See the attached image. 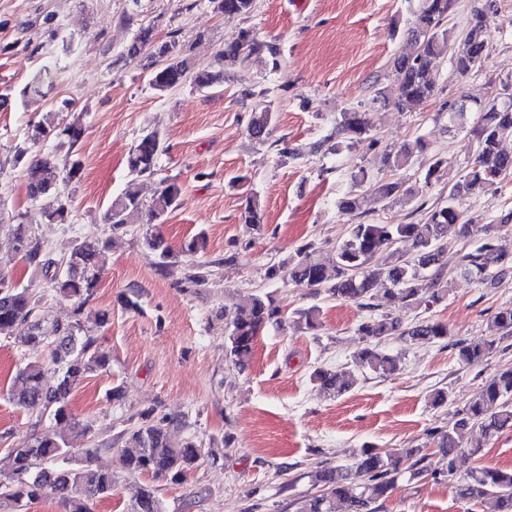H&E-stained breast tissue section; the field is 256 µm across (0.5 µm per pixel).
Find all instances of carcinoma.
<instances>
[{"instance_id": "carcinoma-1", "label": "carcinoma", "mask_w": 512, "mask_h": 512, "mask_svg": "<svg viewBox=\"0 0 512 512\" xmlns=\"http://www.w3.org/2000/svg\"><path fill=\"white\" fill-rule=\"evenodd\" d=\"M218 12L228 16L248 15L254 0H211ZM414 26L409 34L418 45L413 55L394 60L396 82L388 99L402 111H411L432 98L436 91L433 61L446 53L453 69L461 76L479 70L487 56L485 31L493 12L487 5L475 6L467 18L464 32L455 36L445 27L456 0H419ZM154 47L152 58H161L164 66L151 71L150 84L160 91L173 89L189 80L200 90L218 88L224 84L222 64L243 63L250 57L267 51L276 56L272 46L261 42L250 28L240 31L238 38L220 51L217 65L200 66L184 54L179 41L172 39L153 46V31L143 27L127 45L126 56L137 59L149 47ZM448 119L452 124L473 122V160L463 179L448 187V196L440 204L427 211L425 221L418 224H352L348 238L339 246L331 262L336 268V283L328 285L326 261L308 246L298 250L296 259L288 266L272 265L267 277H286L308 288H325L328 293L344 301H352L362 308L373 309L374 286L382 279L389 284L385 298L389 303L420 308L437 304L445 299L447 289L441 286L443 245L453 237H461L468 225L461 223V200L496 189L512 175V155L500 149L502 140L512 137V86L505 85L492 93H464L449 102ZM272 113L262 109L252 113L250 132L255 138L268 135ZM351 146L363 145L374 149L378 139L372 135L367 113L349 110L340 113L336 121ZM84 134L80 119L59 128L58 135L71 143L78 142ZM164 151L160 135L150 132L137 143L128 159L130 172L136 176L155 171L157 160ZM412 151L402 148L395 153L381 156L382 166L396 172L411 159ZM82 166L76 160L37 158L28 167V193L38 200L60 185L80 180ZM369 190L379 198L394 201L415 198L412 188L399 179L388 178L369 183ZM182 188L176 181H164L148 207V221L159 225L181 204ZM143 202L134 183L112 201L106 216L112 230L127 223L128 217L142 210ZM51 223L63 224L68 218L67 204L56 200L45 209ZM241 220L254 227L262 224L258 200L254 196L245 199L240 212ZM400 240L412 242L415 253L410 257L399 255L387 270L372 267L378 255L393 249ZM145 244L158 257V271L167 275L175 267H181L187 280L203 283L208 276L207 263L198 260L204 251L206 236L199 232L184 243L180 254L172 252L164 237L151 233ZM13 248L32 265L44 270L48 283L55 293L73 301L75 308L71 320L51 328L34 321L30 333L24 337L26 346L45 344L51 347L47 363L30 362L19 370L17 380L21 385L17 404L29 411L52 412L57 422L72 424L70 396L75 387L89 374L108 364L105 355L95 348V338L89 334L87 323L101 327L107 324L109 315L86 312L93 299L104 262L105 241L85 240L74 245L63 261L55 259L38 238L27 233L18 223L14 229ZM505 256L494 240L493 225H485V235L472 248L461 254L459 266L462 273L477 283L484 282L492 270L502 266ZM37 301L27 289L18 290L5 285L0 278V335L12 334L21 319L34 317ZM280 310L268 293H255L243 304L224 311L227 319V345L229 357L240 362L250 356L261 331L271 322L279 321ZM299 327L314 331L321 326L320 310L311 307L302 313ZM512 329V308L501 309L492 319L490 330L494 332ZM358 331L378 343L360 349L353 360V368L337 371L318 370L314 379L326 391L341 395L355 383L354 370L369 369L389 377L399 370L398 358L379 348V341L389 336H411L415 339L447 343L451 336L448 323L441 320H424L410 327L388 315L371 316L364 320ZM492 339L483 345L462 346L458 357L471 363L488 355L495 347ZM53 369L58 373L57 382L45 380V372ZM174 419L157 417L151 411L138 414L137 425L126 432V439L118 449L122 462L131 474H148L155 479L181 484L187 474L196 467L202 457L201 448L187 438L173 444L169 428ZM480 427L493 437L512 428V365L497 370L485 380L459 412V418L446 430L433 434L436 453L443 457L448 481L452 482L457 496L466 502L486 503L488 512H512V468L502 470L477 467L465 477L457 476L458 461L464 454H474L476 449L467 447L469 431ZM13 472L0 478V501L14 504L40 499L51 491L68 509V512H89L88 502L98 495L112 492V474L85 465H68L73 449L62 432L34 435L12 449ZM412 462L393 449L365 446L355 454L352 467L367 478L360 485L352 480L350 469L324 468L314 474V487L318 491L304 497L299 512H335L336 503L345 505L346 512H377L379 502L387 499L395 490L398 479L406 472L423 475L426 455L417 448L409 452ZM132 512H162L157 490L147 487L140 491Z\"/></svg>"}]
</instances>
